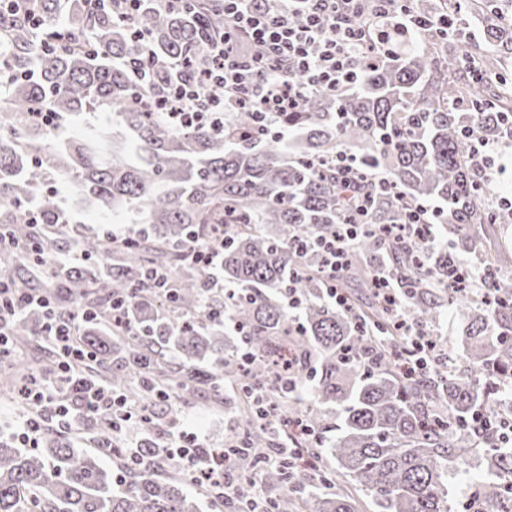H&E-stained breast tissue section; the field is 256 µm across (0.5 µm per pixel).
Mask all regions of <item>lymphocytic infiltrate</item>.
<instances>
[{
    "label": "lymphocytic infiltrate",
    "instance_id": "1",
    "mask_svg": "<svg viewBox=\"0 0 512 512\" xmlns=\"http://www.w3.org/2000/svg\"><path fill=\"white\" fill-rule=\"evenodd\" d=\"M224 33L210 41L197 65L191 70L173 66L157 68L154 62L136 64L132 70L136 80L160 79L163 86L159 109L166 120L178 129L203 123L222 124L224 115L244 108H255L268 121L278 113L298 109L309 92L325 90L340 93L352 87L361 75L376 45L365 28L354 19L352 0H222ZM376 231L389 234L387 225L343 224L328 236H318L316 244L323 259L327 293L338 306L347 299L338 292L333 280L337 270L348 263L358 236ZM41 294L17 295L7 278L0 277V357L12 353L9 332L11 321L24 309L48 306ZM74 315L50 317L42 334L52 343L58 356V372L52 379L32 378L21 396L35 406L34 415L11 434L22 448L37 447L43 432L45 416L68 422L76 407L64 386L73 362L88 359L89 354L77 342ZM397 328L413 355L406 362L407 371L422 372L437 361L434 336L405 320ZM82 405L89 412L109 411L124 419L134 414L124 396L111 387L86 375L82 380ZM167 446L193 479L204 487H219L231 492L225 484L226 467L235 462L225 454L223 467L212 466L200 452L195 437L169 435Z\"/></svg>",
    "mask_w": 512,
    "mask_h": 512
}]
</instances>
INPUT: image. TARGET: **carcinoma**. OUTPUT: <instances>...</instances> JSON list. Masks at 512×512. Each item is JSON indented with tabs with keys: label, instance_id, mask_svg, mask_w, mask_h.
<instances>
[{
	"label": "carcinoma",
	"instance_id": "1",
	"mask_svg": "<svg viewBox=\"0 0 512 512\" xmlns=\"http://www.w3.org/2000/svg\"><path fill=\"white\" fill-rule=\"evenodd\" d=\"M412 13L436 24L407 37L361 4L357 21L386 45L380 58L342 95L313 91L295 112H283L277 132L259 130L256 113H224V126L177 130L158 116L157 90L138 82L130 64L144 45L166 64L196 62L205 37L224 32L219 0H195L191 11L142 3L134 38L106 0H39L38 23L0 11V225L14 248L3 253L5 273L19 294L46 282L57 295L51 307L75 306L91 319L76 320L80 343L94 358L99 380L142 408L128 425L115 414L88 413L93 449L76 447L70 427H44V445L19 448L0 437V512H199L182 490L191 477L169 459L168 433L159 421L171 404L184 405L206 387L236 415L247 458L258 459L293 442L299 455L260 470L275 491V512H362L350 492L305 497L324 458L336 472L371 493L375 512H448V479L462 473L478 449L495 479L481 484L487 512H512V447L482 436L476 415L495 418V381L512 380V254L487 266L493 300L471 299L459 361L407 375L392 355L398 331L374 293L383 271L404 290L413 325L432 328L448 307L471 291L448 288L455 257L438 242L371 233L336 272L348 297L339 307L326 297L322 260L296 238L329 235L338 224L440 222L462 233L471 252L496 224H512V211L491 204V181L478 171L475 137L494 140L512 116V80L504 74L512 52V24L496 0H481L486 50L475 56L451 17L462 0H404ZM48 112L61 121L104 112L107 121L81 142L32 118ZM474 131L469 137L462 133ZM356 158L364 176L346 183L336 155ZM73 185L89 206L131 214L144 231L109 242L96 233L72 234L57 196L39 190L47 178ZM367 199L362 213L359 200ZM224 225V284L181 250L209 242L211 225ZM78 245L88 264L64 257ZM158 269L170 283L159 291L144 275ZM301 304L291 312L284 293ZM121 300L128 321L101 329ZM45 315L24 312L16 336H38ZM312 374L311 403L285 394L274 400L277 418L302 422L320 435L316 444L298 432L266 424L250 391L274 380L288 360ZM335 408L338 423L327 424ZM141 436L138 464L114 438L127 427ZM334 429L336 435L324 433ZM207 497L223 512H250L244 484L223 497Z\"/></svg>",
	"mask_w": 512,
	"mask_h": 512
}]
</instances>
